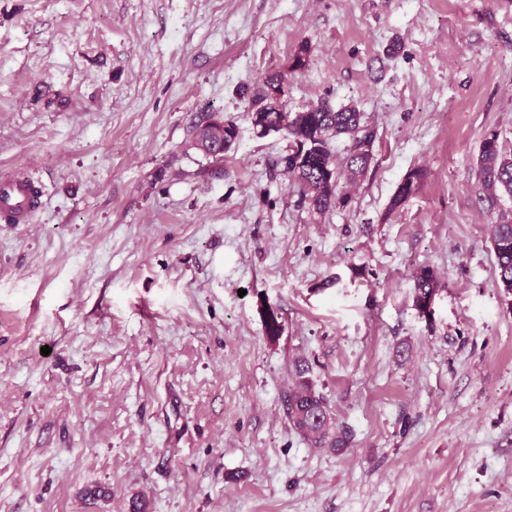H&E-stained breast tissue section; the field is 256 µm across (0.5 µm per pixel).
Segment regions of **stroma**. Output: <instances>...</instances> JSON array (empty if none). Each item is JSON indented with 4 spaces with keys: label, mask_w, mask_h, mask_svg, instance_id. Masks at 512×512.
<instances>
[{
    "label": "stroma",
    "mask_w": 512,
    "mask_h": 512,
    "mask_svg": "<svg viewBox=\"0 0 512 512\" xmlns=\"http://www.w3.org/2000/svg\"><path fill=\"white\" fill-rule=\"evenodd\" d=\"M275 71L374 132L326 213L237 93ZM203 111L240 127L219 171ZM492 132L512 152V0H0V171L42 190L0 223V512H512ZM300 364L343 452L284 414ZM477 164L490 205H497L502 195L512 199V153L503 149L497 134L491 133L483 138ZM425 171L422 168L411 169L397 186L389 202V210L394 211L405 204L420 188L424 178ZM414 302L421 311L424 310L429 299L436 294L438 289V277L436 272L428 267H422L414 273Z\"/></svg>",
    "instance_id": "obj_1"
}]
</instances>
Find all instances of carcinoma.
<instances>
[{"instance_id":"obj_1","label":"carcinoma","mask_w":512,"mask_h":512,"mask_svg":"<svg viewBox=\"0 0 512 512\" xmlns=\"http://www.w3.org/2000/svg\"><path fill=\"white\" fill-rule=\"evenodd\" d=\"M238 95L248 102L247 118L253 131L264 135L271 125L288 128V154L282 157L283 174L298 187L301 199L316 213H323L337 203L348 201L344 188L365 174L371 155L361 151L373 141V131L363 121V114L353 106L334 107L329 101L301 112L286 111L288 78L270 72L257 82L242 85ZM215 113L202 112L194 121L187 147L209 159L220 151L229 152L239 138V126L230 119L214 123ZM347 141L345 155L337 157L334 143ZM478 172L490 205L495 206L502 195L512 199V153L500 145L498 136H485L478 155ZM426 173L421 168L408 172L397 186L389 202L394 211L405 204L420 188ZM492 247L496 260L497 284L512 287V217L501 213L492 225ZM438 277L428 267L414 273V302L425 308L436 294ZM308 367L296 369V380L283 393V410L294 430L310 444L341 452L351 440L350 431L333 425L332 418L317 415L329 410L325 396L307 377Z\"/></svg>"}]
</instances>
